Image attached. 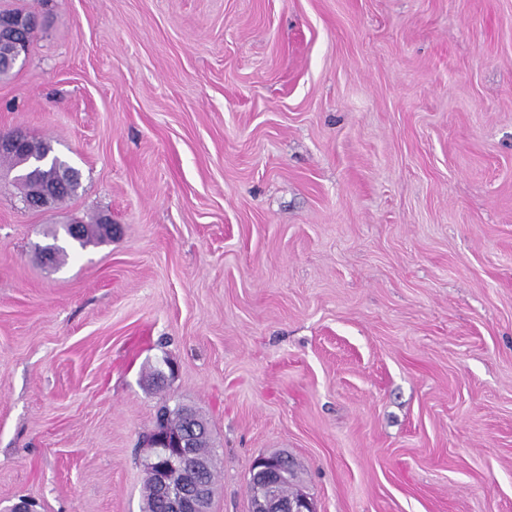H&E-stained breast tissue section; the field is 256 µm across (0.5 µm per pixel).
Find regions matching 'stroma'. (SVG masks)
<instances>
[{
	"mask_svg": "<svg viewBox=\"0 0 512 512\" xmlns=\"http://www.w3.org/2000/svg\"><path fill=\"white\" fill-rule=\"evenodd\" d=\"M0 4V134L81 174L0 162V512H142L164 405L209 512L278 452L316 512H512V0ZM29 140L20 134H7L0 136V153H9L21 157L19 163L18 179L27 182V195L25 203L33 208H48L60 195V184L54 181L28 178L26 167L40 165L38 157L28 152ZM51 158L52 161L48 165L44 166L45 169L42 170V173L47 174L50 177L62 176L63 178L66 179V182L68 183L70 190L64 193V195L58 199L62 200L65 197L74 193L79 187L80 172L76 168L69 165L65 160L59 158L58 156L54 155Z\"/></svg>",
	"mask_w": 512,
	"mask_h": 512,
	"instance_id": "1",
	"label": "stroma"
}]
</instances>
